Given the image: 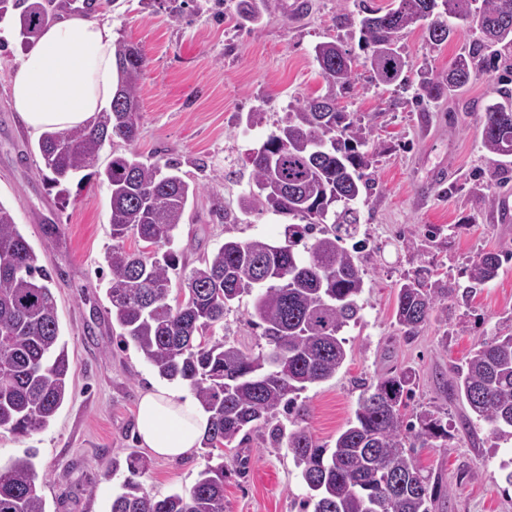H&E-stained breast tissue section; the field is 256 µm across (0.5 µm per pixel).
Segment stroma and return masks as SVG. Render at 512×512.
Here are the masks:
<instances>
[{
  "instance_id": "stroma-1",
  "label": "stroma",
  "mask_w": 512,
  "mask_h": 512,
  "mask_svg": "<svg viewBox=\"0 0 512 512\" xmlns=\"http://www.w3.org/2000/svg\"><path fill=\"white\" fill-rule=\"evenodd\" d=\"M182 22L170 20L169 0H96L100 20L114 38L139 46L147 70L140 91L141 125L134 145L105 147L97 168L113 154L136 151L142 160L177 163L182 177L203 186L184 224L173 234L179 264L171 275L180 286L200 258L233 237L242 241L282 239L289 219L265 212L241 213L243 179L219 174L276 129L288 106L323 93L314 47L337 42L359 51V33L336 25L339 4L388 8L391 0H267L258 25L238 27L237 0H198ZM476 35L468 28L436 53H428L421 30L401 41L409 76L421 67L440 73L468 52ZM24 47L14 21H0V202L49 269L71 371L70 394L49 426L28 437L0 430V466L34 451L36 485L46 512H110L128 471V455L143 458L140 477L149 492L165 496L190 489L207 464L202 449L164 459L143 448L136 431L138 402L159 376L133 343L122 342L113 325L103 276L112 244L110 194L89 177L71 181L61 204L41 170L38 136L12 104L8 75ZM495 79L478 76L457 95L430 111L411 105L410 90L372 86L358 78V94L343 104L373 127L379 149L375 184L357 200L361 222L357 254L364 290L358 322L343 330L348 358L328 381L309 385L300 398L306 425L321 444H333L353 418L362 386L403 369L416 375L408 410L440 412L449 438L442 448H419L424 470L441 476L447 491L435 512H512V485L504 460L512 440L495 438L465 400L446 386L449 364L463 360L486 338L512 332V261L498 277L470 296H456L410 340L395 324V284L423 265L437 266L463 282V269L480 252L512 254V216L485 208L481 196L512 197V179L490 166L481 148V106L497 98ZM263 120L248 125L247 115ZM440 237L424 249L408 248L428 228ZM252 296H243L224 317L216 336L252 352L265 349L249 325ZM249 462L238 471L237 456ZM230 471L224 483L226 512H299L306 493L291 453L252 435L242 449L224 451Z\"/></svg>"
}]
</instances>
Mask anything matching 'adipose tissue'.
I'll use <instances>...</instances> for the list:
<instances>
[{"label":"adipose tissue","mask_w":512,"mask_h":512,"mask_svg":"<svg viewBox=\"0 0 512 512\" xmlns=\"http://www.w3.org/2000/svg\"><path fill=\"white\" fill-rule=\"evenodd\" d=\"M110 25L75 16L48 22L10 73L16 109L33 132L88 124L117 88ZM209 414L186 391L153 387L137 410L140 441L154 455L176 459L195 448Z\"/></svg>","instance_id":"ef3b65f1"}]
</instances>
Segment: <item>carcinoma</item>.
Returning <instances> with one entry per match:
<instances>
[{
	"mask_svg": "<svg viewBox=\"0 0 512 512\" xmlns=\"http://www.w3.org/2000/svg\"><path fill=\"white\" fill-rule=\"evenodd\" d=\"M54 0H0V20L16 18L22 43L37 38L53 19ZM263 0H239L237 25L260 21ZM360 19L342 7L336 25L359 28L363 55L334 42L314 48L324 93L288 108L285 121L247 155L250 189L239 199L244 214L271 211L307 220L289 224L284 240L227 238L185 277V297L170 303L172 250L189 199L200 187L179 174L175 163H147L139 154L112 155L94 171L110 191L114 244L105 253L112 319L158 375L187 384L210 413L201 448L209 464L184 492L156 498L135 477L145 462L126 459L129 476L112 498L111 512H224V462L210 463L212 450L229 448L242 433L263 432L275 448H286L310 491L303 512H431L441 480L424 473L415 449L448 439V424L431 411L407 416L415 376L401 370L364 388L354 417L334 447L319 445L307 427V385L333 377L347 358L341 332L360 319L364 280L354 252L343 242L356 235L354 207L371 189L368 170L377 152L372 127L338 105L336 93L353 96L358 69L376 86H411L400 40L422 28L429 51L448 42L458 20L479 32L472 49L456 57L448 72L420 71L411 101L422 112L429 103L466 87L483 73L499 74L502 52L512 47V0H393L385 10L360 8ZM118 86L110 110L90 124L42 134L41 161L51 186L67 192L74 176L95 166L107 144L130 146L139 135L140 85L145 60L125 40L114 43ZM487 161L509 170L512 104L494 102L481 117ZM67 148L60 149V143ZM134 237L140 246L125 247ZM303 245L304 251L297 250ZM503 255L487 252L467 269L466 292L494 280ZM51 272L22 235L12 211L0 202V429L25 437L48 426L68 394L70 362L61 332ZM395 317L403 338L416 336L438 309H448L458 288L421 267L396 283ZM254 295L251 325L261 329L267 350L244 351L212 338L224 313L244 295ZM448 388L465 398L492 434L512 437V334L493 336L448 369ZM292 418L289 430L274 419ZM29 452L0 466V512H45Z\"/></svg>",
	"mask_w": 512,
	"mask_h": 512,
	"instance_id": "carcinoma-1",
	"label": "carcinoma"
}]
</instances>
